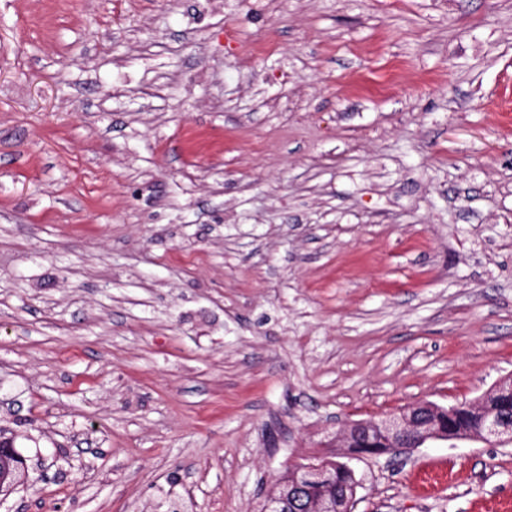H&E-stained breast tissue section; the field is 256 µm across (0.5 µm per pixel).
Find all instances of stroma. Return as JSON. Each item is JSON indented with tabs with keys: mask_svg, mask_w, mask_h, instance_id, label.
I'll list each match as a JSON object with an SVG mask.
<instances>
[{
	"mask_svg": "<svg viewBox=\"0 0 512 512\" xmlns=\"http://www.w3.org/2000/svg\"><path fill=\"white\" fill-rule=\"evenodd\" d=\"M509 376L512 0H0V512H261ZM353 466L512 501V444ZM294 476L295 472L288 471V482L281 481L278 491L268 497L265 505V511L289 512V498L292 499L293 497L288 484L293 483Z\"/></svg>",
	"mask_w": 512,
	"mask_h": 512,
	"instance_id": "1",
	"label": "stroma"
}]
</instances>
